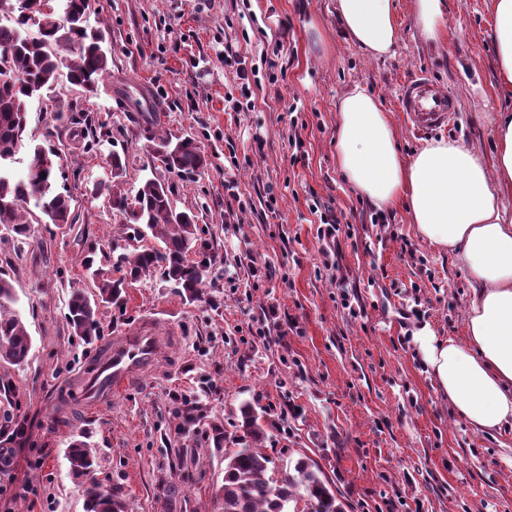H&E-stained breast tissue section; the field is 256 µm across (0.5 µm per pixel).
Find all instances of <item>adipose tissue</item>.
<instances>
[{
  "label": "adipose tissue",
  "instance_id": "1",
  "mask_svg": "<svg viewBox=\"0 0 512 512\" xmlns=\"http://www.w3.org/2000/svg\"><path fill=\"white\" fill-rule=\"evenodd\" d=\"M491 10L497 87L512 94V0H491ZM336 11L347 37L370 58L389 55L400 38L394 0H336ZM485 119L491 159L458 139L429 142L407 159L390 113L357 88L337 106L336 163L376 205L403 206L419 237L466 272L464 340L427 328L415 340L456 416L490 434L512 426V113Z\"/></svg>",
  "mask_w": 512,
  "mask_h": 512
}]
</instances>
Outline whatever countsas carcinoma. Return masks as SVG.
<instances>
[{"label":"carcinoma","instance_id":"obj_1","mask_svg":"<svg viewBox=\"0 0 512 512\" xmlns=\"http://www.w3.org/2000/svg\"><path fill=\"white\" fill-rule=\"evenodd\" d=\"M44 0H29L28 9L44 20L36 33L19 0H0V228L27 236V207L32 204L54 224H72L75 216L70 201L55 189L57 155L35 146L28 152L26 173L15 178L8 169L18 151L25 147L29 105L35 98H53L61 70L69 84L88 94H97L99 83L110 74L109 50L101 30L87 24V0H65L63 13H41ZM152 150L169 174L192 175L207 167V157L190 137L175 140L161 134L152 137ZM111 178L94 183L91 195L109 197L112 211L121 215L123 227L135 239H153L157 244L134 253L112 248L105 265L88 256L84 267L95 292L76 290L67 301V322L74 334L92 344L102 330L99 306H122L129 283L149 273L162 279L183 299L195 302L204 295L212 260L190 259L204 252L196 215L174 207L171 190L158 177L146 179L133 197L121 189L124 163L112 155ZM14 288L0 278V358L21 367L27 363L31 337L13 312ZM236 434L215 432L216 446L224 448L223 512H297L291 504L304 501L309 512H343L336 489L322 468L307 457L294 464L279 465L261 444L267 432L265 411L244 402L238 406ZM203 414L195 401L184 402V435L196 431ZM67 459L74 477L84 480L87 512H126L119 492L102 490L92 479L96 457L87 442L72 438Z\"/></svg>","mask_w":512,"mask_h":512}]
</instances>
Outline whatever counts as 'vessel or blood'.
<instances>
[{
  "mask_svg": "<svg viewBox=\"0 0 512 512\" xmlns=\"http://www.w3.org/2000/svg\"><path fill=\"white\" fill-rule=\"evenodd\" d=\"M399 101L409 126L417 131L447 127L451 115L459 110L456 95L425 72L404 81ZM154 330V319L146 318L123 335L110 337L96 367L83 374L87 395L122 392L135 378L154 368L163 356Z\"/></svg>",
  "mask_w": 512,
  "mask_h": 512,
  "instance_id": "obj_1",
  "label": "vessel or blood"
}]
</instances>
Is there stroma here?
I'll use <instances>...</instances> for the list:
<instances>
[{
    "mask_svg": "<svg viewBox=\"0 0 512 512\" xmlns=\"http://www.w3.org/2000/svg\"><path fill=\"white\" fill-rule=\"evenodd\" d=\"M395 2L401 38L389 56L370 59L343 33L336 0H88L90 25L110 43L111 75L91 98L62 83L60 117L33 100L25 135L28 147L59 155L56 188L77 221L57 226L35 208L28 239L0 231V277L32 339L24 366L0 360V512H86L66 458L79 434L97 458L96 481L118 490L128 512H222L224 454L213 434L233 430L245 400L267 412L265 452L313 459L345 512H512V429L482 434L459 419L415 343L425 327L464 336V270L421 240L404 210L371 223L374 204L336 166L337 105L357 87L391 112L408 157L440 138L491 156L484 115L512 113L495 80L490 0H447L436 45L418 35L415 0ZM228 44L284 71L253 111L224 101L238 83L224 66ZM419 71L459 99L448 128L406 124L400 88ZM142 85L162 106L158 133L194 138L209 158L204 171L182 178L153 163L137 113L116 104L118 90L135 98ZM99 126L108 140L89 135ZM295 136L302 148L292 147ZM115 154L127 194L164 177L177 209L196 214L224 276L194 303L160 274L138 280L123 308L100 307L104 337L89 345L66 320L71 291L92 289L84 257L139 246L108 199L89 194ZM314 201L340 216L337 241L319 238ZM413 305L420 317L402 319ZM143 318L158 321L159 365L124 395L85 402L79 378L104 338ZM187 399L206 408L189 436L178 432ZM26 487L36 498L22 496Z\"/></svg>",
    "mask_w": 512,
    "mask_h": 512,
    "instance_id": "35a3bbf8",
    "label": "stroma"
}]
</instances>
